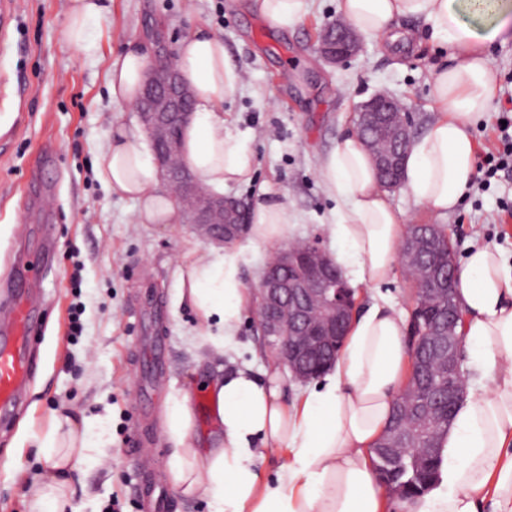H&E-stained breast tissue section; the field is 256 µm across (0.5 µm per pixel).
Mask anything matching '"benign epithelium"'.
Instances as JSON below:
<instances>
[{
  "label": "benign epithelium",
  "mask_w": 512,
  "mask_h": 512,
  "mask_svg": "<svg viewBox=\"0 0 512 512\" xmlns=\"http://www.w3.org/2000/svg\"><path fill=\"white\" fill-rule=\"evenodd\" d=\"M360 50V36L347 24L330 27L319 46L321 56L330 63L343 62ZM135 107L142 129L153 144L162 182L169 189L179 187L175 202L184 223L192 225L197 235L210 244L223 246L242 239L245 203L205 190L180 159V136L193 116V94L167 56L156 54ZM411 125L408 108L388 93L372 96L357 109L356 133L374 158L381 185L390 191L403 186ZM437 253L431 239L417 245L415 238L409 236L401 246L403 264L418 257L427 269L426 279L417 284L410 313L411 378L405 388L414 398L418 413L412 424L391 425L399 446L376 444L377 454L386 464L407 453L416 460L439 447L426 436L443 421V414L438 411L440 397L433 388L420 384L419 375H432L440 386H448L450 410L466 392L464 336L458 331L462 313L453 294L457 262L450 254L441 265L432 260ZM296 267L300 274L288 277V270ZM437 293L447 300L442 322L426 318L429 300ZM255 295V328L274 363L298 383L311 381L315 377V360L336 350L356 307L353 288L341 269L316 242L310 243L307 251L287 245L264 268Z\"/></svg>",
  "instance_id": "obj_1"
}]
</instances>
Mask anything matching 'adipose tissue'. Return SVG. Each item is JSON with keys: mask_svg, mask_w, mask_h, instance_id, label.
<instances>
[{"mask_svg": "<svg viewBox=\"0 0 512 512\" xmlns=\"http://www.w3.org/2000/svg\"><path fill=\"white\" fill-rule=\"evenodd\" d=\"M464 0H339V11L361 33L388 35L400 17L424 20L448 45V64L437 71L433 96L439 118L411 145L404 186L417 204L447 215L469 189L477 169L472 127L489 119L496 93L490 48L503 22L485 31L462 18ZM150 57L127 46L107 79L116 108L133 105ZM175 66L193 92L194 116L185 127L183 156L204 186L221 193L250 183L253 154L224 116V104L243 86L224 41L196 29L181 42ZM325 192L336 206L327 225L343 249L337 263L371 292L353 319L332 367L296 400H288L278 370L254 376L239 369L207 382L219 434L200 450L189 398L167 413L171 474L177 490L208 499L213 512H387L385 487L372 464V448L391 423L404 387L406 323L381 294L399 257L406 217L381 188L362 140L341 138L317 161ZM100 182L137 205L141 224H175L180 213L160 182L144 137L116 125L97 160ZM248 240L275 245L290 236L285 195L262 184L250 210ZM242 251L189 255L177 267L179 295L196 313L201 335L216 353L248 302L241 278ZM456 299L464 314L465 354L480 384L457 405L440 444L437 478L408 512H512V265L490 246L471 249L457 268ZM15 445L39 448L43 472L28 493L29 512H76L73 477L90 446L85 421L54 417L41 435L23 434ZM279 457L274 480L257 467Z\"/></svg>", "mask_w": 512, "mask_h": 512, "instance_id": "adipose-tissue-1", "label": "adipose tissue"}]
</instances>
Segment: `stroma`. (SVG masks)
I'll list each match as a JSON object with an SVG mask.
<instances>
[{
	"label": "stroma",
	"instance_id": "35a3bbf8",
	"mask_svg": "<svg viewBox=\"0 0 512 512\" xmlns=\"http://www.w3.org/2000/svg\"><path fill=\"white\" fill-rule=\"evenodd\" d=\"M85 47L66 37L68 0H15L12 49L0 56V113L12 115L0 135V279L16 258H45L33 289L36 333L27 395L0 425V512H29L27 491L42 468L33 449L17 448L21 426L42 433L53 414L85 418L95 443L93 462L73 480L76 512H140L136 491L144 473L133 448L151 441L155 468L169 476L171 448L165 414L184 392L218 368L250 364L263 373L251 311L224 356L198 343L196 314L177 300L175 260L208 246L188 224H140L133 201L109 193L95 176V160L115 124L138 121L135 107L114 111L107 89L111 61L131 42L176 56L197 28L224 40L243 88L225 102L234 131L256 157L253 183L232 196L251 200L259 184L286 194L291 240H310L329 253L341 250L325 230L334 200L316 171L318 157L355 127L357 106L377 92L399 98L415 115L420 136L439 113L433 74L448 52L425 22L401 18L404 43L367 36L355 58L332 65L317 51L318 32L339 19L337 0H308L294 27L273 24L254 0H103ZM394 205L411 224H439L456 255L470 246L499 247L512 260V174L500 173L486 191L471 190L445 217L424 212L406 190ZM153 299L165 328L163 391L150 413L134 397L145 380V360L134 340L150 325L142 312ZM78 316L80 334L70 331Z\"/></svg>",
	"mask_w": 512,
	"mask_h": 512
}]
</instances>
